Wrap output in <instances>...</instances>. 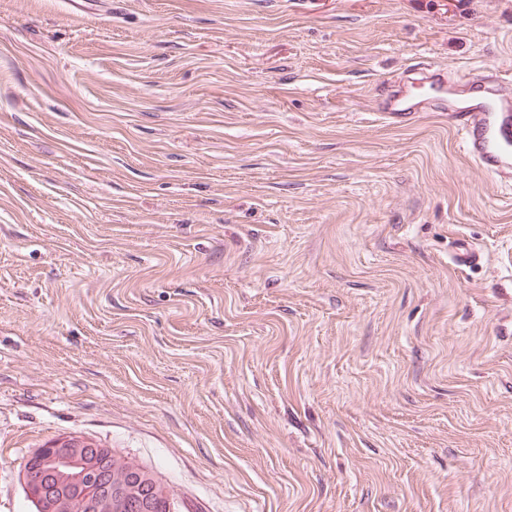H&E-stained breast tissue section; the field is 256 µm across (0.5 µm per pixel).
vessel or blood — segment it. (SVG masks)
I'll return each instance as SVG.
<instances>
[{"label":"vessel or blood","mask_w":512,"mask_h":512,"mask_svg":"<svg viewBox=\"0 0 512 512\" xmlns=\"http://www.w3.org/2000/svg\"><path fill=\"white\" fill-rule=\"evenodd\" d=\"M392 125L419 112L453 115L466 155L485 172L512 183V82L484 70L458 80L447 69L421 67L407 74L377 106Z\"/></svg>","instance_id":"vessel-or-blood-1"}]
</instances>
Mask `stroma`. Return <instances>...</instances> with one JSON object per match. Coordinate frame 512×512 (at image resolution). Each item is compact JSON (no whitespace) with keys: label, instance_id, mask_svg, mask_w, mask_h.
<instances>
[{"label":"stroma","instance_id":"35a3bbf8","mask_svg":"<svg viewBox=\"0 0 512 512\" xmlns=\"http://www.w3.org/2000/svg\"><path fill=\"white\" fill-rule=\"evenodd\" d=\"M420 62L512 79V0H0V512L63 434L189 512H512V187L380 119Z\"/></svg>","mask_w":512,"mask_h":512}]
</instances>
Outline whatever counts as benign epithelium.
Wrapping results in <instances>:
<instances>
[{
    "instance_id": "obj_1",
    "label": "benign epithelium",
    "mask_w": 512,
    "mask_h": 512,
    "mask_svg": "<svg viewBox=\"0 0 512 512\" xmlns=\"http://www.w3.org/2000/svg\"><path fill=\"white\" fill-rule=\"evenodd\" d=\"M97 443L81 436H60L36 449L23 469L27 497L43 512H113L119 502L143 512L148 500L125 479L129 460L120 459L108 481L99 471Z\"/></svg>"
}]
</instances>
